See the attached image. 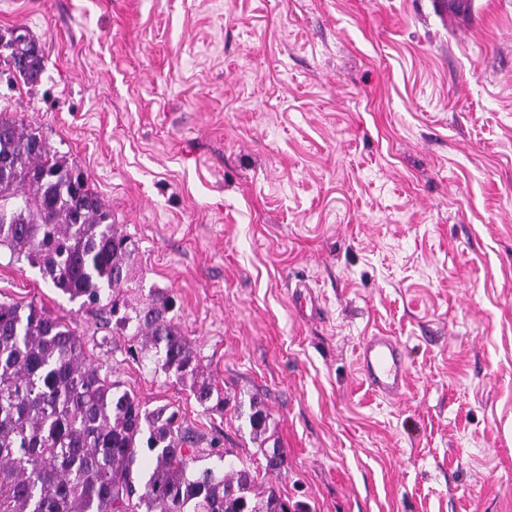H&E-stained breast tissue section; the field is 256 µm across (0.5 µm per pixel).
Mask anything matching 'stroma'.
Listing matches in <instances>:
<instances>
[{"mask_svg":"<svg viewBox=\"0 0 512 512\" xmlns=\"http://www.w3.org/2000/svg\"><path fill=\"white\" fill-rule=\"evenodd\" d=\"M18 27L45 68L0 64V112L89 175L136 243L132 302L172 298L229 403L5 249L0 301L65 318L261 476L258 403L306 512H512V0H0ZM379 332L404 346L396 400L358 374Z\"/></svg>","mask_w":512,"mask_h":512,"instance_id":"35a3bbf8","label":"stroma"}]
</instances>
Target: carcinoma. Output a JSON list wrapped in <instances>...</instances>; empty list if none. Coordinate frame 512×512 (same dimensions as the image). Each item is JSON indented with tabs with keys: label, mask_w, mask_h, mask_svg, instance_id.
Instances as JSON below:
<instances>
[{
	"label": "carcinoma",
	"mask_w": 512,
	"mask_h": 512,
	"mask_svg": "<svg viewBox=\"0 0 512 512\" xmlns=\"http://www.w3.org/2000/svg\"><path fill=\"white\" fill-rule=\"evenodd\" d=\"M0 43V63L37 83L44 57L32 54V40L13 31ZM1 208L0 247L38 265L72 301L98 305L111 291L129 357L155 351L200 404L224 411V394L203 379L197 352L168 316L172 300L142 308L119 300L135 243L88 177L2 112ZM248 423L266 470L278 472L284 452L266 446L268 414L253 404ZM199 443L179 411L150 410L102 373L64 319L0 301V512H304L273 485H257L249 468L229 461L232 451Z\"/></svg>",
	"instance_id": "1"
}]
</instances>
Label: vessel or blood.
Listing matches in <instances>:
<instances>
[{"label": "vessel or blood", "instance_id": "1", "mask_svg": "<svg viewBox=\"0 0 512 512\" xmlns=\"http://www.w3.org/2000/svg\"><path fill=\"white\" fill-rule=\"evenodd\" d=\"M359 372L381 396L400 397L407 381L408 367L400 342L391 336L366 337L359 354Z\"/></svg>", "mask_w": 512, "mask_h": 512}]
</instances>
